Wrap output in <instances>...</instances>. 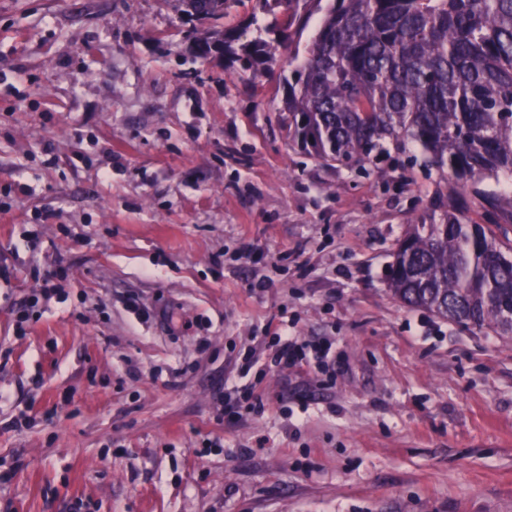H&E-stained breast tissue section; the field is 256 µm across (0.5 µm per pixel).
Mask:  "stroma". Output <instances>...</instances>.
Returning <instances> with one entry per match:
<instances>
[{
	"label": "stroma",
	"mask_w": 512,
	"mask_h": 512,
	"mask_svg": "<svg viewBox=\"0 0 512 512\" xmlns=\"http://www.w3.org/2000/svg\"><path fill=\"white\" fill-rule=\"evenodd\" d=\"M205 30L176 0H0V512H512V339L385 280L443 220L437 171L306 155L277 76L200 58ZM284 320L335 375L241 377Z\"/></svg>",
	"instance_id": "stroma-1"
}]
</instances>
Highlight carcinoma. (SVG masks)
<instances>
[{"label":"carcinoma","mask_w":512,"mask_h":512,"mask_svg":"<svg viewBox=\"0 0 512 512\" xmlns=\"http://www.w3.org/2000/svg\"><path fill=\"white\" fill-rule=\"evenodd\" d=\"M204 10L200 56L241 63L255 81L288 51L280 112L288 138L326 165L417 162L446 182L440 224H413L387 265L390 292L450 324L512 337V0H260L272 15L224 25V0ZM321 13L308 38L314 12ZM479 208L491 224L468 223Z\"/></svg>","instance_id":"carcinoma-1"}]
</instances>
